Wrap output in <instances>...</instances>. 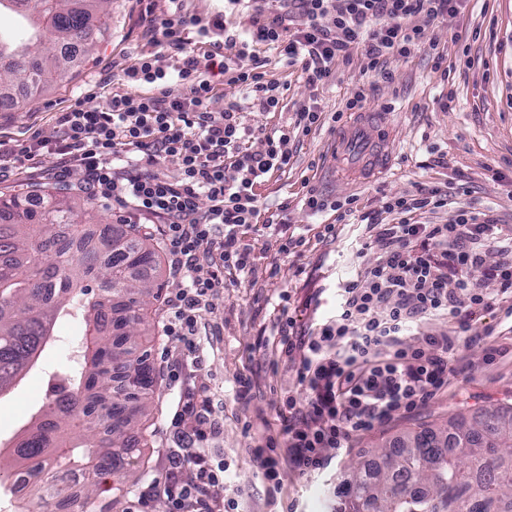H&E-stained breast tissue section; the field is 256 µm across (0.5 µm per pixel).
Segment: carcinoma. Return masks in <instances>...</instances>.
<instances>
[{
    "instance_id": "cac0c4a2",
    "label": "carcinoma",
    "mask_w": 512,
    "mask_h": 512,
    "mask_svg": "<svg viewBox=\"0 0 512 512\" xmlns=\"http://www.w3.org/2000/svg\"><path fill=\"white\" fill-rule=\"evenodd\" d=\"M39 18L20 0H0L29 21L22 35L0 33V60L35 55L34 76L0 72V90L25 81L30 97L69 76L73 59L48 47L87 41L107 32L108 0H43ZM87 196L61 191L0 195V395L21 380L54 342L56 323L85 324L67 387L32 419L13 452L37 463L26 470L29 491L44 507L107 494L99 512L114 506L138 480L130 469L141 440L134 429L148 418L156 378L147 352L132 345L149 331L153 292L147 271L157 269L153 239L128 232L84 240ZM121 307L110 308L112 298ZM123 341H113L105 311ZM373 468L346 482L340 512H512V404L486 410L473 424L457 419L446 430L424 427L379 453Z\"/></svg>"
}]
</instances>
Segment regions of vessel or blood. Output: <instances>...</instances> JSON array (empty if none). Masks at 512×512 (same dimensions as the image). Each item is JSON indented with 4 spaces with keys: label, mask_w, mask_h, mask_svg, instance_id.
Segmentation results:
<instances>
[{
    "label": "vessel or blood",
    "mask_w": 512,
    "mask_h": 512,
    "mask_svg": "<svg viewBox=\"0 0 512 512\" xmlns=\"http://www.w3.org/2000/svg\"><path fill=\"white\" fill-rule=\"evenodd\" d=\"M391 157V136L386 115L360 112L336 131L335 163L339 173L351 177L382 171Z\"/></svg>",
    "instance_id": "1"
}]
</instances>
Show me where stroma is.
I'll list each match as a JSON object with an SVG mask.
<instances>
[{
  "mask_svg": "<svg viewBox=\"0 0 512 512\" xmlns=\"http://www.w3.org/2000/svg\"><path fill=\"white\" fill-rule=\"evenodd\" d=\"M172 10L171 0H111L107 7L110 33L98 42L66 81L29 98L15 87L12 101L0 107V138L15 143L32 135L54 137L59 112L75 102L88 109L106 104L116 93L131 91L126 72L139 59L157 53V65L174 75L179 61L155 52L144 22L147 8ZM182 13L225 19L227 32H241L250 11L228 0H183ZM427 48L404 58L385 57L391 81L371 72L361 50L336 64L329 85L307 83L300 66L287 65L275 51H267L268 76L280 86L277 111L243 110V123L269 128L287 124L293 112L314 106L321 124L309 136L293 140L287 172L274 173L257 194L261 207L282 210L291 231L303 236L299 255L280 254L274 230L244 229L251 248L244 271L224 274V286L201 312L196 351L184 358L178 372L166 367L169 344L152 330L146 349L157 379L146 431L148 467L142 482L165 472L169 447H195L192 429L175 418L178 402L193 401L203 408L216 432L206 443L214 460L228 466L215 497L238 499L241 512H335L339 491L355 468L374 464L375 446L393 447L409 430L424 425H447L457 414L472 416L503 402L512 403V332L499 310L478 313L471 322L475 343L462 349L466 368L451 376L447 389L412 412H400L390 421L354 437L347 448L325 449V467L308 475L286 469L280 487L270 490L253 462L252 450L274 439L277 453H285L280 413L287 396H301L298 361L281 352L278 316L288 312L295 331L307 334L336 314L338 282L356 276L373 264L378 247H366L362 224H335L336 234L323 236V226L335 223L328 210L313 215L305 209L308 188L324 197H358L361 207L377 209L382 195L400 196L418 185L446 188L455 206L477 209L486 219L512 225V0H471L463 16L446 23H428ZM366 109H390L395 130L394 158L382 178L355 188L336 183L327 159L333 136L334 112L354 98ZM60 343L50 348L40 367L32 369L9 394L0 397V442H16L31 417L55 397L68 365V343L78 342L82 327L76 322L56 326ZM501 353L488 359L489 346ZM247 376L251 390L237 395V379Z\"/></svg>",
  "mask_w": 512,
  "mask_h": 512,
  "instance_id": "obj_1",
  "label": "stroma"
}]
</instances>
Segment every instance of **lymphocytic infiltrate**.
I'll return each instance as SVG.
<instances>
[{"label":"lymphocytic infiltrate","instance_id":"1","mask_svg":"<svg viewBox=\"0 0 512 512\" xmlns=\"http://www.w3.org/2000/svg\"><path fill=\"white\" fill-rule=\"evenodd\" d=\"M277 2L274 9L253 5L251 42L275 50L287 65H300L309 85L322 86L341 54L354 48L364 50L376 76L386 77V55L406 58L424 46L425 30L415 25L416 17L444 22L456 18L467 0ZM146 20L154 46L181 58L175 85H168L154 58H141L128 76L148 83L149 91L113 95L100 109L74 104L60 114L51 139L0 140V175H23L49 154L58 162L57 177L82 171L94 199L118 204L139 223L159 225L170 266L185 282L164 301L162 333L189 350L197 314L223 288L225 270L249 265L240 228L281 223L279 213L261 210L257 187L287 170L288 142L308 135L321 114L303 108L286 126L245 125L244 108L273 112L279 105L267 59L254 54L249 64H239L237 41L217 17L176 11L152 13ZM193 30L225 34L214 45V73L199 68L189 36ZM215 73L240 87L243 101L214 109ZM253 138L262 141L261 151L248 150ZM168 163L177 166L178 178L163 173ZM304 205L314 213L335 212V223L324 227L329 236L349 219L365 224L380 258L339 284L336 317L315 334H295L292 318L283 321L280 341L286 354L300 357L304 396L286 403V456L274 458L262 447L253 451L258 471L272 485L279 483L282 468L301 475L319 469L325 449L348 447L353 436L445 390L461 362V345L471 341L476 312L501 304L512 319V228L462 209L453 210L446 223L423 222L424 214L447 207L446 191L419 185L386 198L382 212L393 217L388 224L379 222L382 212L361 210L353 198L330 204L310 190ZM492 248L500 260L489 268L485 254ZM441 316L450 322L448 332L424 334L415 349L406 345L407 332ZM177 415L195 420L199 445L170 453L165 474L142 487L139 500L166 499L171 512H235L234 500L210 494L223 483L225 466L202 446L207 431L197 423L196 406L184 403Z\"/></svg>","mask_w":512,"mask_h":512}]
</instances>
